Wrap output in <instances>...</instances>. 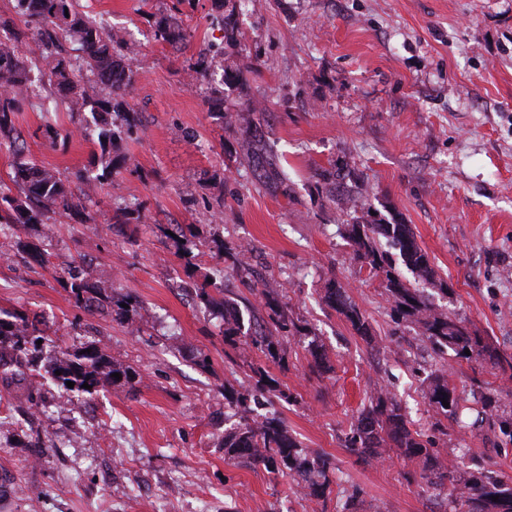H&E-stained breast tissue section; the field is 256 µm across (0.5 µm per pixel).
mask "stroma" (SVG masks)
<instances>
[{
	"label": "stroma",
	"mask_w": 512,
	"mask_h": 512,
	"mask_svg": "<svg viewBox=\"0 0 512 512\" xmlns=\"http://www.w3.org/2000/svg\"><path fill=\"white\" fill-rule=\"evenodd\" d=\"M124 35L136 134L117 138L119 166L81 216L0 233V309L43 315L39 394L0 382V512H448L447 496L407 482L395 450L360 457L343 435L381 392L412 427L436 420L424 397L442 376L459 395L485 393L512 413V371L481 357L436 356L420 328L396 321L382 275L362 267L347 224L410 225L434 271L420 284L437 312L465 321L512 357V0H78ZM175 15L183 42L156 41ZM224 66L205 83L190 66L209 48ZM223 112L211 109L213 98ZM0 144L76 177L97 146L65 106L15 119ZM124 207L126 223L112 213ZM186 229L176 246L169 226ZM44 252L36 262L31 250ZM194 257L186 267L183 251ZM251 269L238 273L232 258ZM79 272L138 299L134 323L115 307L75 306ZM216 278L244 318L288 306L298 330L277 358L224 342V319L196 306ZM340 284L364 313L359 336L325 294ZM316 341L329 363L319 368ZM100 345L132 383L72 392L48 366ZM283 395L272 409L335 467L326 499L302 498L264 466L225 458L236 423L225 390L253 391L250 364ZM441 456L478 458L512 478V451L487 428L445 420Z\"/></svg>",
	"instance_id": "35a3bbf8"
}]
</instances>
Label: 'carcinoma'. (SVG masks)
Here are the masks:
<instances>
[{
    "mask_svg": "<svg viewBox=\"0 0 512 512\" xmlns=\"http://www.w3.org/2000/svg\"><path fill=\"white\" fill-rule=\"evenodd\" d=\"M16 14L23 18L31 39L42 44L44 52L34 65L22 61L18 45L0 41V133L14 130L13 117L42 99L41 89L53 86L63 96L68 111L81 116L80 133L100 148L97 164L101 173H80L83 184L80 193L73 192L70 179L32 160L15 166L12 184L0 181V225L27 226L47 223L46 213L54 207L63 212L79 210L82 203L92 199L106 178L112 175L114 159L112 144L117 134H132L136 130L135 118L125 99L131 81L120 57L122 38L107 24L89 17L77 9V0H16ZM156 40L173 43L184 38L183 32L172 18L162 16L155 24ZM77 44L75 53L59 48L61 41ZM348 238L355 258L370 270L385 275V290L392 299L397 318L410 320L422 329V334L435 347L437 353L453 351L464 355V350L485 354L499 364L512 369V359L499 356L479 336H474L459 320L434 311L423 300L418 289L403 281L388 259L385 247L398 250L402 262L419 278L429 281L433 271L426 254L419 246L410 225L394 223L350 224ZM70 292L76 306L88 308L103 300L114 302L112 282L91 281L77 273L70 276ZM196 303L204 309L224 314V339L239 343L264 355L274 356L279 344L277 335L290 330L294 322L288 321L284 309L271 307L269 320L256 329L247 328L244 318L232 304L224 299V290L215 282L203 281L195 288ZM326 300L342 314L360 336L369 332L365 315L336 284L328 289ZM35 322L18 312L0 309V378L17 379L33 383L31 370L35 356L29 345L40 340ZM91 352L57 361L52 370L60 371L61 385L74 383L82 390H90L116 382L112 374L130 381L135 371L112 364L110 356L95 344L88 345ZM256 378L255 393H224V399L240 414V422L224 432V455L234 459H247L262 464L280 478L297 482L305 495L320 500L330 491L333 472L330 459L303 448L289 434L283 420L276 414H266L257 421L250 417L252 405L265 394L276 391L264 370L251 366ZM426 397L436 414L454 418L467 409L475 418L473 424L498 427L512 444V414H493L492 400L483 394L464 398L456 393L445 378H434L427 387ZM449 406H443V402ZM345 447L356 455H380L387 448H395L400 455L417 464L418 470L410 474L420 478L434 491L448 490L452 512H512V482L489 468L483 460H474L473 467L459 469L445 465L437 456L436 436L408 426L400 404L392 397L379 395L371 399L359 418L350 427Z\"/></svg>",
    "mask_w": 512,
    "mask_h": 512,
    "instance_id": "obj_1",
    "label": "carcinoma"
}]
</instances>
